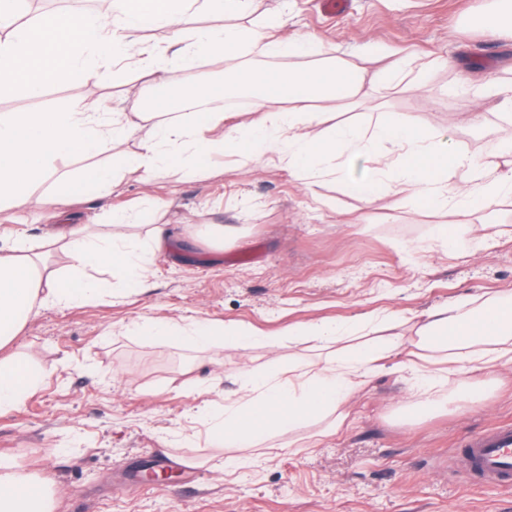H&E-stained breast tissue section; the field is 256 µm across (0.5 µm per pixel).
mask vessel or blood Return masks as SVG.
<instances>
[{
	"mask_svg": "<svg viewBox=\"0 0 512 512\" xmlns=\"http://www.w3.org/2000/svg\"><path fill=\"white\" fill-rule=\"evenodd\" d=\"M470 478L512 488V423L502 422L469 434L460 442Z\"/></svg>",
	"mask_w": 512,
	"mask_h": 512,
	"instance_id": "1",
	"label": "vessel or blood"
}]
</instances>
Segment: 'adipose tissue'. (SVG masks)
Masks as SVG:
<instances>
[{
  "instance_id": "1",
  "label": "adipose tissue",
  "mask_w": 512,
  "mask_h": 512,
  "mask_svg": "<svg viewBox=\"0 0 512 512\" xmlns=\"http://www.w3.org/2000/svg\"><path fill=\"white\" fill-rule=\"evenodd\" d=\"M21 0H0V93L39 97L58 80L86 82L109 76L110 65L134 64L148 76L149 99L137 109V121L82 99L53 111L0 113V204L25 210L49 209L54 226L44 239L61 244L68 263L50 268L40 252L18 243L0 248V349L6 348L38 308H70L90 302L108 303L120 292L141 290L149 276L147 257L166 248L174 235L170 224L148 225L144 238L125 232L136 223L133 213L108 212L106 232L84 227L61 230L65 198L90 200L117 187L127 174L142 181L158 176L193 180L208 173L211 160L231 153L241 160H264L292 173L339 170L344 157L367 156L370 178L347 183L352 195L373 201L379 190L412 203H423L444 215L435 225L436 239L456 247L462 218H472L468 232L482 236L484 215L512 200V137L500 139L494 154H474L437 138L430 130L399 120L373 128L349 124L325 127L324 114L377 100L384 89H416L409 55L373 71L348 64L311 38L284 39L282 22L243 28L224 25L228 16L244 15L254 0H111L110 13H51L30 26L17 24ZM210 24H201V17ZM156 27L172 30L175 52L144 42L140 34ZM291 58L292 66L262 67L265 59ZM104 61L90 70V60ZM221 62L220 79L209 82L203 108L189 110L185 96L175 93L176 69ZM240 91L263 109L260 121L241 122L224 131V115L214 109L226 95ZM149 131L139 152L99 164L125 141L136 122ZM84 160L76 170H60L59 161ZM49 184L46 195L33 189ZM116 270L120 281L99 277L100 269ZM384 333L370 346L351 344L340 326L311 323L300 335L336 355L315 368L296 361L287 369L245 370L243 397L223 413L211 415L207 435L218 446L253 448L270 435L293 430L313 419L342 425L346 405L376 363L390 354L409 351L422 359L416 370L414 412H438L448 406L447 365H486L512 360V294L491 296L466 308L456 303L428 309L404 338L399 320L382 317ZM146 340L174 339L204 350L250 348L251 334L227 330L205 321L189 326L144 319ZM41 371L8 357L0 359V412L17 407L38 387ZM14 462L0 456V512H52V492L42 487L35 498L15 490L35 483Z\"/></svg>"
}]
</instances>
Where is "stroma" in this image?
I'll return each mask as SVG.
<instances>
[{
    "label": "stroma",
    "mask_w": 512,
    "mask_h": 512,
    "mask_svg": "<svg viewBox=\"0 0 512 512\" xmlns=\"http://www.w3.org/2000/svg\"><path fill=\"white\" fill-rule=\"evenodd\" d=\"M489 2L263 0L256 13L230 22L255 26L280 13L283 36L323 40L360 67L364 46L410 50L418 89L384 92V107L361 105L347 120H408L487 155L512 135V117L484 87L460 88L436 60L446 54L512 84V44L479 22ZM148 94L140 71L125 66L101 85L59 82L36 99L0 96V113L57 110L80 97L129 112ZM452 112L485 113L489 127L449 126ZM366 168L358 157L346 162L344 179L298 177L226 156L202 179L129 176L111 194L73 204L90 224L108 210H135L162 215L178 234L151 256L142 293L39 309L7 349L43 380L0 412V453L49 484L54 512H512V491L471 485L456 460L464 434L512 422V363L449 371V388L478 381L483 396L409 420L412 372L404 357H392L353 394L339 432L310 422L276 436L271 454L235 467L228 460L239 449L211 447L204 412L238 401L245 368H284L295 357L319 367L331 348L296 336L274 349L259 342L247 353H201L132 331L152 317L207 321L261 339L312 321L361 327L381 313L411 317L512 291V205L491 215L482 241L450 250L435 239L439 218L426 205L349 194L345 179L364 177ZM210 224L235 231L219 246L206 233ZM43 226L37 215L0 210V246L22 237L62 264L59 249L41 241ZM161 457L173 462V480L144 483L141 466Z\"/></svg>",
    "instance_id": "35a3bbf8"
}]
</instances>
